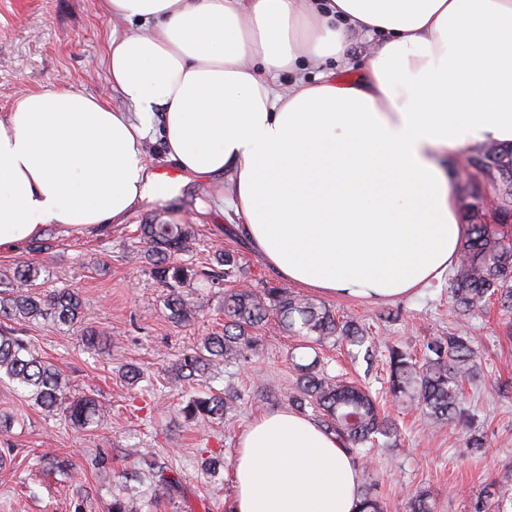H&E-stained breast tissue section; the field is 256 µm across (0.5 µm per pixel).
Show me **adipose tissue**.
I'll return each mask as SVG.
<instances>
[{"instance_id":"ef3b65f1","label":"adipose tissue","mask_w":512,"mask_h":512,"mask_svg":"<svg viewBox=\"0 0 512 512\" xmlns=\"http://www.w3.org/2000/svg\"><path fill=\"white\" fill-rule=\"evenodd\" d=\"M109 83L0 116V251L48 228L102 235L152 199L157 161L226 181L253 250L318 294L386 301L455 264L466 234L442 160L512 143V0H99ZM371 40L360 77L303 66ZM291 76L281 84V73ZM157 129L159 159L148 154ZM231 512H355L359 472L292 409L255 418Z\"/></svg>"}]
</instances>
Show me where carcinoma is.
<instances>
[{
	"label": "carcinoma",
	"mask_w": 512,
	"mask_h": 512,
	"mask_svg": "<svg viewBox=\"0 0 512 512\" xmlns=\"http://www.w3.org/2000/svg\"><path fill=\"white\" fill-rule=\"evenodd\" d=\"M482 168L500 183L497 210L501 223L512 217V144H490L480 155ZM479 207L468 206V234L461 251L456 274L448 281V298L454 311L464 318L494 300L512 311V243L496 230V225L478 219ZM139 238L144 257L153 265L154 276L170 288L166 305L174 323L196 318L198 307L184 298L174 284L184 278L183 270L167 261L185 251L194 230L181 224H141ZM222 272L206 277L226 279L241 271L234 253L215 256ZM50 316L60 325L81 321L82 300L71 288H56L46 293L19 290L0 297V319L35 320ZM275 317L281 328L308 343L324 346L344 342L362 347L369 341L366 327L351 317L341 318L321 303L300 298L286 288L240 289L224 296V329L204 337L188 349L175 364V379L194 381L222 363H232L244 352L254 350L260 337L254 330ZM388 391L397 400L408 398L419 405L429 424L437 429L457 424L466 414L461 387L480 370L472 338L460 333L441 336L426 343L417 356L396 347L385 357ZM296 390L289 401L297 409H317L322 425L336 435L352 459L364 447L379 444V438L397 439L398 429L382 415L368 387L354 381L335 379L324 373L319 356L308 363H295ZM0 374L27 390L35 403L49 414H62L72 426L84 428L104 417L102 406L90 395L71 394L69 383L54 364L43 360L22 337L0 330ZM236 394L210 389L190 397L181 407L189 421L221 419ZM185 477L160 466L155 473L154 494L170 496ZM512 478L507 476L486 487L471 500V512H486L487 504L508 493ZM357 512H384L383 503L368 487L360 491ZM408 512H433L428 490L414 491Z\"/></svg>",
	"instance_id": "obj_1"
}]
</instances>
